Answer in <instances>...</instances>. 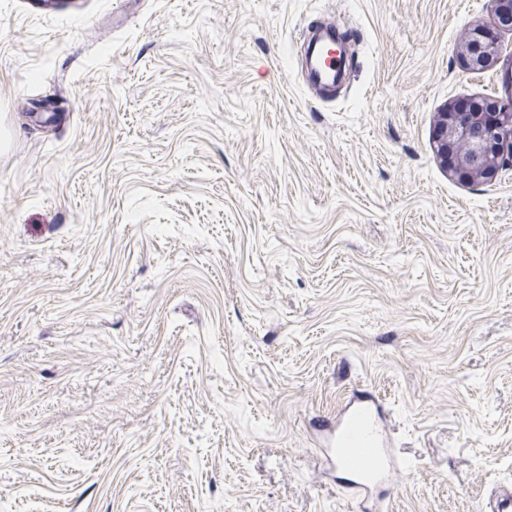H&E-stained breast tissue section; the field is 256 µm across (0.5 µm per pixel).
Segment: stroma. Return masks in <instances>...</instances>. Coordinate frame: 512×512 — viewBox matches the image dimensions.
I'll use <instances>...</instances> for the list:
<instances>
[{"label":"stroma","instance_id":"35a3bbf8","mask_svg":"<svg viewBox=\"0 0 512 512\" xmlns=\"http://www.w3.org/2000/svg\"><path fill=\"white\" fill-rule=\"evenodd\" d=\"M344 25L326 100L296 55ZM489 0H0V512H479L512 482V169L438 114ZM363 396L399 468L317 451ZM433 137L446 168L451 154L449 169L455 176L474 183L491 181L504 166H512V98L498 105L492 119L447 106L438 114Z\"/></svg>","mask_w":512,"mask_h":512}]
</instances>
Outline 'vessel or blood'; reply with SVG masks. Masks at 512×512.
Instances as JSON below:
<instances>
[{"instance_id": "1", "label": "vessel or blood", "mask_w": 512, "mask_h": 512, "mask_svg": "<svg viewBox=\"0 0 512 512\" xmlns=\"http://www.w3.org/2000/svg\"><path fill=\"white\" fill-rule=\"evenodd\" d=\"M336 25L320 29L312 37L306 52V85L314 91L335 87L347 62L346 46L336 33ZM382 416L380 407L362 401L346 406L328 430L335 459L344 465H358L378 479L398 464L389 451L387 435L377 427Z\"/></svg>"}]
</instances>
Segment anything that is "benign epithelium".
Instances as JSON below:
<instances>
[{
  "instance_id": "1",
  "label": "benign epithelium",
  "mask_w": 512,
  "mask_h": 512,
  "mask_svg": "<svg viewBox=\"0 0 512 512\" xmlns=\"http://www.w3.org/2000/svg\"><path fill=\"white\" fill-rule=\"evenodd\" d=\"M495 44L462 43L457 54L471 70L480 71L497 59ZM437 155L443 166L467 182H487L512 164V98L498 105L495 117L459 111L450 106L438 114L433 133Z\"/></svg>"
}]
</instances>
